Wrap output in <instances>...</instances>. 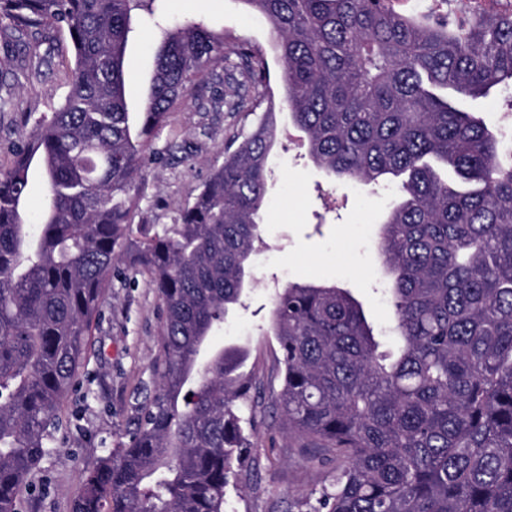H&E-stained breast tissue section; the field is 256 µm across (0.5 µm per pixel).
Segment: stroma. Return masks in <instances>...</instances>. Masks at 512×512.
<instances>
[{"label":"stroma","mask_w":512,"mask_h":512,"mask_svg":"<svg viewBox=\"0 0 512 512\" xmlns=\"http://www.w3.org/2000/svg\"><path fill=\"white\" fill-rule=\"evenodd\" d=\"M162 8L172 21H218L230 37L260 48L268 62V93L279 103V134L258 245L265 262L253 269L255 281L244 307L226 317L213 343L249 348L245 372L275 389L279 347L267 319L276 288L298 280L331 282L353 293L369 321L388 325L392 308L379 292L386 272L377 232L397 187L390 180L373 186L334 179L314 166L303 133L281 104L280 64L268 27L240 0H164ZM10 42L11 54L0 62V100L6 103L0 110V168L11 164L34 118L63 100L69 81L58 55L30 56L25 37L19 35ZM157 44L154 31L144 28L128 46L125 75L131 111H140L147 97ZM223 74V67H216L214 80L192 89L186 107L172 113L151 137L138 179L135 223L158 228L174 223L180 209L193 202L212 166L223 162L225 147L251 128L253 116L210 108V101L224 94ZM452 100L492 128L502 127L503 114L512 113L508 85L473 97L456 94ZM161 326V301L148 276L119 270L92 331L85 366L88 381L65 398L63 424L53 434L52 451L32 475L38 491L22 496V512H71L82 491L83 470L125 441L144 390L153 384ZM256 421L260 472L229 491V512H288L294 497L319 492L328 484L331 466L318 449L300 447L278 415L261 413Z\"/></svg>","instance_id":"stroma-1"}]
</instances>
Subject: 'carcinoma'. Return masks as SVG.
Returning a JSON list of instances; mask_svg holds the SVG:
<instances>
[{"label": "carcinoma", "instance_id": "1", "mask_svg": "<svg viewBox=\"0 0 512 512\" xmlns=\"http://www.w3.org/2000/svg\"><path fill=\"white\" fill-rule=\"evenodd\" d=\"M160 0H0V25L31 38L65 29L69 89L35 118L0 169V512L51 452L106 288L124 262L148 275L163 310L155 385L128 441L82 473L72 512H226L256 474L263 384L236 346L199 356L241 304L257 250L276 139L273 106L194 201L160 231L132 224L149 139L187 92L224 64L231 112H254L263 54L204 19H157ZM265 16L294 125L315 165L340 179L401 178L378 229L392 324L376 329L345 289L275 292L281 421L332 464L319 496L288 512H512V156L489 127L436 93L477 95L512 81V12L465 23L414 20L391 0H242ZM160 31L142 111L129 112L126 51L137 25ZM454 169L452 187L430 164ZM46 193L28 222L33 169ZM249 413H244V410Z\"/></svg>", "mask_w": 512, "mask_h": 512}]
</instances>
